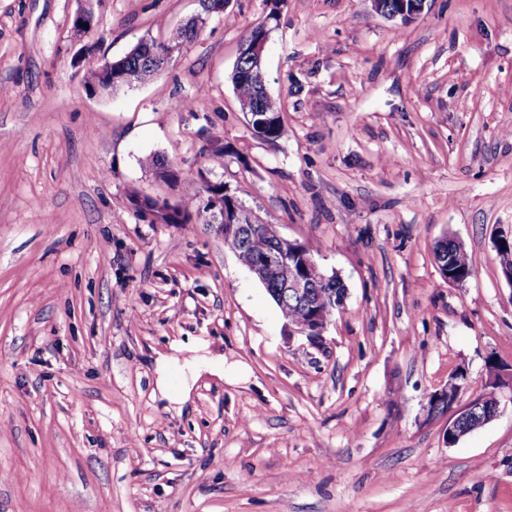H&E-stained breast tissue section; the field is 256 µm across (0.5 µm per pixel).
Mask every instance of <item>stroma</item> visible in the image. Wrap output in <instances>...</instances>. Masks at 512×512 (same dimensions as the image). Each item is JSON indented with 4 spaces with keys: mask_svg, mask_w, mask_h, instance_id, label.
Segmentation results:
<instances>
[{
    "mask_svg": "<svg viewBox=\"0 0 512 512\" xmlns=\"http://www.w3.org/2000/svg\"><path fill=\"white\" fill-rule=\"evenodd\" d=\"M0 0V512H512V0H286L264 57L286 135L253 137L231 73L265 0H230L152 81L87 95L90 70L198 0ZM92 54H83L84 46ZM227 148L212 152L215 142ZM161 156L236 190L347 288L319 342L289 335ZM462 243L448 282L433 247ZM223 355L176 410L158 355ZM499 366V413L449 446L458 404ZM448 249V277H451L450 283H463L477 276L478 270L473 264L466 250L459 251L456 245L448 241L443 246ZM448 277H445L448 280ZM467 385V375L464 371L460 370L454 374H452L448 379V384L441 388L440 390H436L432 394H430L429 397V408L431 412L434 413L436 409L440 410V408L448 404V396H453L455 398L452 406L448 407L443 412H449L453 405L456 403V401L459 398V395L462 391V389Z\"/></svg>",
    "mask_w": 512,
    "mask_h": 512,
    "instance_id": "1",
    "label": "stroma"
}]
</instances>
